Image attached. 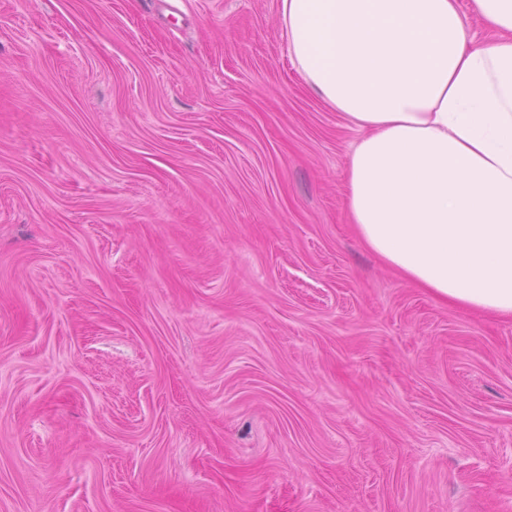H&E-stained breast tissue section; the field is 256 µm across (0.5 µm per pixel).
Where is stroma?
Returning a JSON list of instances; mask_svg holds the SVG:
<instances>
[{"mask_svg":"<svg viewBox=\"0 0 512 512\" xmlns=\"http://www.w3.org/2000/svg\"><path fill=\"white\" fill-rule=\"evenodd\" d=\"M279 0H0V512H512V319L356 236Z\"/></svg>","mask_w":512,"mask_h":512,"instance_id":"1","label":"stroma"}]
</instances>
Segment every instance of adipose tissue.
<instances>
[{
  "instance_id": "obj_1",
  "label": "adipose tissue",
  "mask_w": 512,
  "mask_h": 512,
  "mask_svg": "<svg viewBox=\"0 0 512 512\" xmlns=\"http://www.w3.org/2000/svg\"><path fill=\"white\" fill-rule=\"evenodd\" d=\"M289 57L357 131L344 197L417 287L512 317V0H280Z\"/></svg>"
}]
</instances>
